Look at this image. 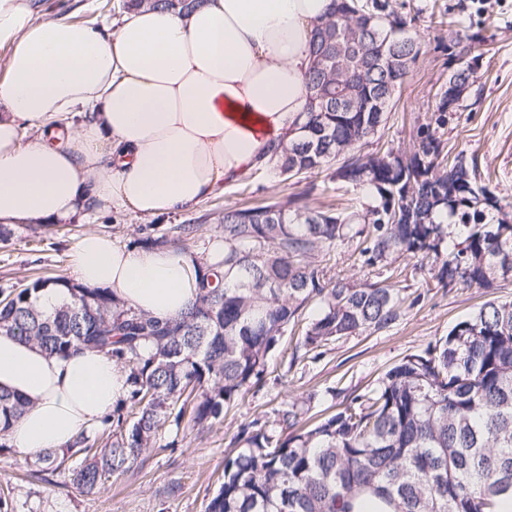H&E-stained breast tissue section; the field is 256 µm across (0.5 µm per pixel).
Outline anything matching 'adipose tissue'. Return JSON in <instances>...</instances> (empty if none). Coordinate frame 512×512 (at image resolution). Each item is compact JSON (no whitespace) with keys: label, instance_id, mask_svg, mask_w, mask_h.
Listing matches in <instances>:
<instances>
[{"label":"adipose tissue","instance_id":"ef3b65f1","mask_svg":"<svg viewBox=\"0 0 512 512\" xmlns=\"http://www.w3.org/2000/svg\"><path fill=\"white\" fill-rule=\"evenodd\" d=\"M333 0H203L144 6L112 36L49 18L40 0H0V224H64L86 206L141 216L193 209L269 161L307 109L309 36ZM76 281L163 319L195 302L203 262L125 248L90 232ZM0 388L32 405L8 431L35 456L101 424L128 393L103 352L68 357L0 333Z\"/></svg>","mask_w":512,"mask_h":512}]
</instances>
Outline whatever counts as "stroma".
I'll return each mask as SVG.
<instances>
[{
	"mask_svg": "<svg viewBox=\"0 0 512 512\" xmlns=\"http://www.w3.org/2000/svg\"><path fill=\"white\" fill-rule=\"evenodd\" d=\"M106 0H44L48 17H68L103 24L115 19ZM401 12L414 16V31L426 51L414 65L388 114L378 138L366 146L374 152L411 147L420 126L429 124L432 105L441 86L457 66L447 27L436 18L447 17L477 41L478 69L464 90L458 111L448 113L437 134L450 152L465 151L489 187L512 204V0H391ZM310 192L317 204L356 202L364 191L338 187L326 173L296 182L282 180L274 171L258 179L243 178L225 184L221 194L192 210L156 217L131 213L90 211L88 219L70 224H18L0 240V291H8L43 276L72 279L69 252L87 232L108 234L121 246L139 245L152 232L202 219L201 231L183 243L199 258H208L212 243L223 241L221 220L225 207L247 200L284 201ZM356 243H342L322 265L328 275L375 281L400 280L416 302L390 329L332 342L318 359L291 363V336H284L269 359L265 383L252 389L224 411L222 421L206 429L181 426L168 430L176 448H154L142 466L98 495L89 496L58 473L35 472L32 458L19 455L0 435V500L8 512H205V506L224 469L226 450L236 447L241 425L258 419L274 422L288 400L312 395L309 414L320 417L344 395L370 388L377 378L403 357L421 352L446 336L453 325L490 300H512V278L492 289L448 288L430 283L413 257L401 258L391 268L367 269L357 260Z\"/></svg>",
	"mask_w": 512,
	"mask_h": 512,
	"instance_id": "35a3bbf8",
	"label": "stroma"
}]
</instances>
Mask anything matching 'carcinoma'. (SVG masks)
Segmentation results:
<instances>
[{
  "instance_id": "cac0c4a2",
  "label": "carcinoma",
  "mask_w": 512,
  "mask_h": 512,
  "mask_svg": "<svg viewBox=\"0 0 512 512\" xmlns=\"http://www.w3.org/2000/svg\"><path fill=\"white\" fill-rule=\"evenodd\" d=\"M202 0H123L187 12ZM413 19L389 0H334L310 43L307 111L273 149L270 166L291 178L334 163L337 183L370 199L341 209L313 206L308 194L224 208V274L199 282L178 319L127 308L114 295L62 277L37 278L5 294L0 330L50 354L101 350L128 372L127 397L103 420L112 441L96 448L50 449L35 464L67 474L93 495L131 471L170 426L198 427L265 377L268 355L287 331L298 353L316 359L328 344L390 328L406 309L405 289L328 277L325 251L358 240L361 265L387 268L409 254L427 263L442 288H492L512 275V213L478 184L476 163L448 159L431 125L409 151L362 150L385 127L395 95L424 53L409 35ZM472 71L448 76L435 123ZM197 230L180 224L147 238L177 244ZM67 289L50 310L35 298ZM314 302L319 313L303 315ZM313 396L277 410V428L255 419L243 446L224 456V478L205 512H503L512 505V302L489 301L420 354L403 357L375 387L343 397L312 427ZM30 401L0 391V432Z\"/></svg>"
}]
</instances>
